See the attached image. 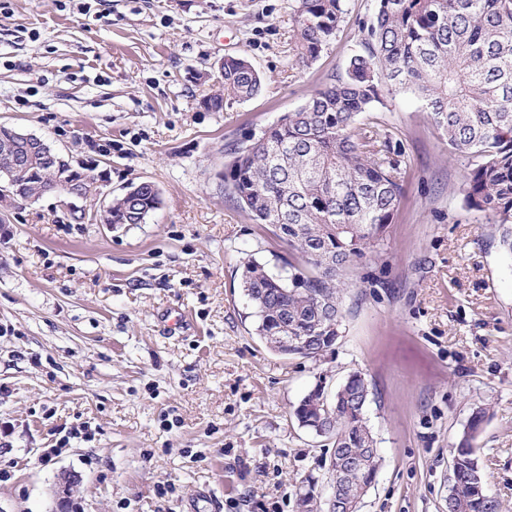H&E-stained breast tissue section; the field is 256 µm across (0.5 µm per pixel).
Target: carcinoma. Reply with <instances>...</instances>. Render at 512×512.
<instances>
[{
	"instance_id": "1",
	"label": "carcinoma",
	"mask_w": 512,
	"mask_h": 512,
	"mask_svg": "<svg viewBox=\"0 0 512 512\" xmlns=\"http://www.w3.org/2000/svg\"><path fill=\"white\" fill-rule=\"evenodd\" d=\"M345 14L346 0H296L301 63L330 45ZM359 45L344 72L297 111L232 146L224 170V193L288 245L280 273L253 258L241 273L256 334L268 348L281 335L310 338L308 351L281 348L283 356L316 358L335 344L345 277L376 252L398 212L401 153L384 125L356 127L386 92L413 94L448 150L475 159L464 175L466 205L489 216L512 256V0H376ZM219 75L224 90L203 100L209 111H223L226 96L248 100L262 88L244 57L225 58ZM160 203L149 186L126 192L112 199V223L143 224ZM369 394L366 374L348 375L328 399L332 420L322 430L342 460L329 461L328 474L353 498L373 484L379 465L365 416ZM322 395L314 388L294 407L301 426L316 429ZM486 418L475 409L451 451L448 512H500L472 446Z\"/></svg>"
}]
</instances>
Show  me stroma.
<instances>
[{
  "instance_id": "1",
  "label": "stroma",
  "mask_w": 512,
  "mask_h": 512,
  "mask_svg": "<svg viewBox=\"0 0 512 512\" xmlns=\"http://www.w3.org/2000/svg\"><path fill=\"white\" fill-rule=\"evenodd\" d=\"M86 3L9 0L0 14V123L97 183L78 221L53 195L0 212V512H186L208 489L219 512H301L300 489L331 493L332 442L293 409L356 371L376 386L366 417L380 456L361 512H446L450 450L478 406L475 456L512 512V257L465 205L469 159L449 153L414 95L361 116L401 147L405 194L379 254L351 275L335 345L285 357L248 316L244 261L274 273L288 247L225 196L228 146L343 72L375 0H347L306 67L295 0ZM228 55L265 81L211 112L202 100ZM141 181L159 208L104 224V204Z\"/></svg>"
}]
</instances>
